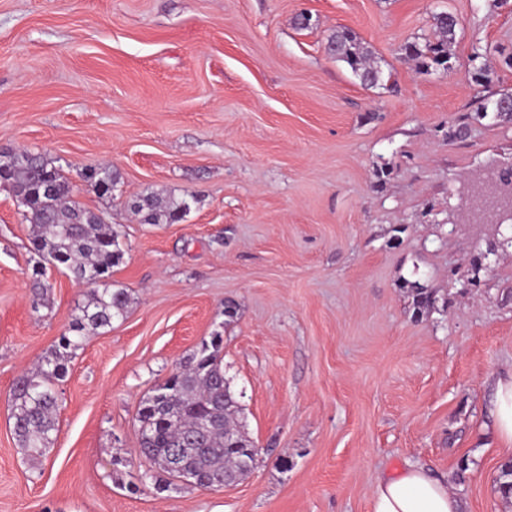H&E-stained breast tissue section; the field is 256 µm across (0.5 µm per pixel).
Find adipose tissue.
Returning <instances> with one entry per match:
<instances>
[{
	"label": "adipose tissue",
	"instance_id": "ef3b65f1",
	"mask_svg": "<svg viewBox=\"0 0 512 512\" xmlns=\"http://www.w3.org/2000/svg\"><path fill=\"white\" fill-rule=\"evenodd\" d=\"M491 403L497 439L512 447V371L496 379ZM371 498L372 512H460L447 485L420 466L377 477Z\"/></svg>",
	"mask_w": 512,
	"mask_h": 512
}]
</instances>
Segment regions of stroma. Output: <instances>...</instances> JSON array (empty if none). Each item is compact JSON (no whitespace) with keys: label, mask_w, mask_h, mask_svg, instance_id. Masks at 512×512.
<instances>
[{"label":"stroma","mask_w":512,"mask_h":512,"mask_svg":"<svg viewBox=\"0 0 512 512\" xmlns=\"http://www.w3.org/2000/svg\"><path fill=\"white\" fill-rule=\"evenodd\" d=\"M442 11L454 70L425 74L402 48ZM343 27L386 85L328 53ZM508 55L512 0H0V152L43 153L104 215L131 296L73 353L31 464L10 392L87 288L51 269L34 301L32 228L0 185V512H371L376 478L413 463L464 512H506L489 387L512 369V224L480 198L512 193V120L448 129L475 96L512 92ZM100 167L113 192L85 180ZM147 192L189 208L140 223L128 204ZM216 331L255 467L156 490L139 403Z\"/></svg>","instance_id":"1"}]
</instances>
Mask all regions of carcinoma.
<instances>
[{
    "mask_svg": "<svg viewBox=\"0 0 512 512\" xmlns=\"http://www.w3.org/2000/svg\"><path fill=\"white\" fill-rule=\"evenodd\" d=\"M433 20L434 36L408 42L402 51L423 73H448L453 69L456 17L439 12ZM327 50L365 84L377 86L384 82V72L373 63V51L353 31L344 28L330 35ZM491 112L512 118V93H502L480 104L476 112L461 117L458 125L448 130V140L465 139L471 122L480 121ZM5 182L17 196L31 202L24 218L32 226V249L40 258L33 269L36 288L43 292L49 288L42 281L48 269L45 261L49 259L56 267H66L78 282L90 274L101 278L90 289L68 332L59 337L40 365L18 378L12 388L14 433L23 451L30 458L39 459L49 451L58 433L57 385L68 374L72 354L88 336L123 316L130 296L126 289L112 287L110 281L112 268L123 259L117 233L102 215L71 200L68 182L51 159L24 150L10 162L0 163V183ZM130 209L143 224H171L183 217L189 205L183 198L149 193L132 200ZM222 343L218 331L210 340H202L186 365L179 367L139 406V455L161 473L170 474L168 464L177 448L183 449V458L196 476L209 483L224 481L227 470L246 476L254 467V459L245 453V449L253 447L250 438L245 436L234 446L224 437V428L237 429L239 424L237 410L224 412ZM213 416L218 417L217 423L200 430V424Z\"/></svg>",
    "mask_w": 512,
    "mask_h": 512,
    "instance_id": "cac0c4a2",
    "label": "carcinoma"
}]
</instances>
